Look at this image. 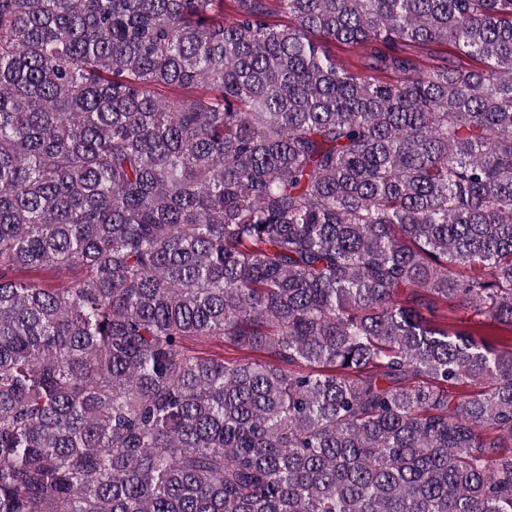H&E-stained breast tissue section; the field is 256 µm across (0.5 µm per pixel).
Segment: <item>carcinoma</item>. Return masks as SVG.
<instances>
[{
    "label": "carcinoma",
    "instance_id": "cac0c4a2",
    "mask_svg": "<svg viewBox=\"0 0 512 512\" xmlns=\"http://www.w3.org/2000/svg\"><path fill=\"white\" fill-rule=\"evenodd\" d=\"M498 325L512 0H0V512H512ZM417 61L422 69H429L437 63H441L444 59L448 58L450 61L475 65L472 59H469L461 53L458 47L452 44L433 43L422 46L415 50ZM186 346L203 356L225 359L258 358L259 354L249 351L234 350L211 338L193 337L186 341Z\"/></svg>",
    "mask_w": 512,
    "mask_h": 512
}]
</instances>
